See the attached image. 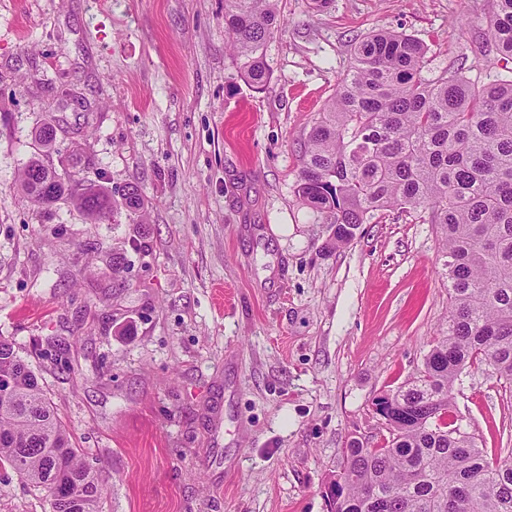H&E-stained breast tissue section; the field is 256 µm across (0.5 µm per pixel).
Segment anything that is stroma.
Here are the masks:
<instances>
[{
    "label": "stroma",
    "mask_w": 512,
    "mask_h": 512,
    "mask_svg": "<svg viewBox=\"0 0 512 512\" xmlns=\"http://www.w3.org/2000/svg\"><path fill=\"white\" fill-rule=\"evenodd\" d=\"M493 3L280 0L257 90L224 0H0V338L97 474V512H328L347 442L385 444L374 401L448 320L438 237L392 213L327 248L293 193L301 144L372 31L422 40L432 77L511 75L485 54ZM43 124L58 172L113 191L104 220L18 191ZM452 414L490 456L512 450V392L484 367ZM0 512L52 509L0 465Z\"/></svg>",
    "instance_id": "obj_1"
}]
</instances>
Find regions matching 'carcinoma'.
Masks as SVG:
<instances>
[{
  "label": "carcinoma",
  "mask_w": 512,
  "mask_h": 512,
  "mask_svg": "<svg viewBox=\"0 0 512 512\" xmlns=\"http://www.w3.org/2000/svg\"><path fill=\"white\" fill-rule=\"evenodd\" d=\"M279 0H224L232 64L250 86L271 80L267 45L282 18ZM491 48L512 60V0H495ZM429 50L402 32L375 31L352 44L347 70L305 133L294 186L298 200L333 228L330 248L363 224L399 210L439 233L448 280V323L407 388L373 403L386 445L352 439L326 482L330 512H512V453L491 458L451 419L461 374L484 365L512 387V79L470 82L459 71L428 77ZM49 210L71 201L105 217L101 188L77 187L43 155L18 180ZM126 207L143 205L127 186ZM0 464L35 487L68 486L80 512H97L98 478L76 448L36 373L0 339Z\"/></svg>",
  "instance_id": "cac0c4a2"
}]
</instances>
